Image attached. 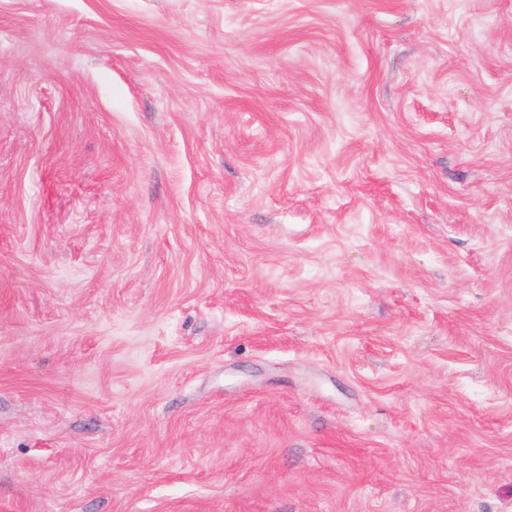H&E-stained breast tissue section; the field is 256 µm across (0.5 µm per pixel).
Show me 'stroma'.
<instances>
[{
	"instance_id": "1",
	"label": "stroma",
	"mask_w": 512,
	"mask_h": 512,
	"mask_svg": "<svg viewBox=\"0 0 512 512\" xmlns=\"http://www.w3.org/2000/svg\"><path fill=\"white\" fill-rule=\"evenodd\" d=\"M0 512H512V0H0Z\"/></svg>"
}]
</instances>
